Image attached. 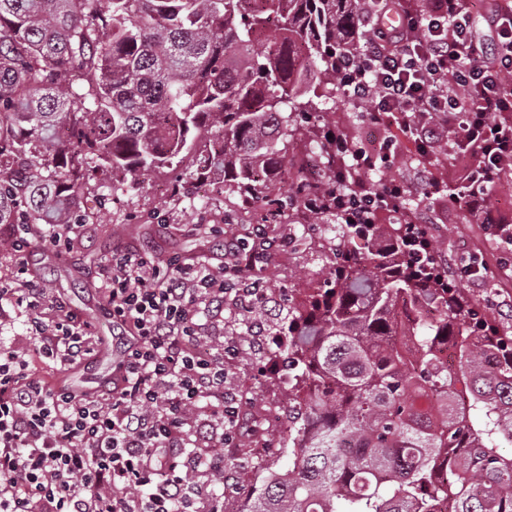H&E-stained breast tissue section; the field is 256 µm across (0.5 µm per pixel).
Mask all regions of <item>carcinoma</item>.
Instances as JSON below:
<instances>
[{
    "label": "carcinoma",
    "mask_w": 512,
    "mask_h": 512,
    "mask_svg": "<svg viewBox=\"0 0 512 512\" xmlns=\"http://www.w3.org/2000/svg\"><path fill=\"white\" fill-rule=\"evenodd\" d=\"M357 20V0H0V224L81 223L90 169L182 166L273 206L298 145L323 175L299 182L296 219H318L342 188L321 105L366 38ZM338 229L366 246L275 322L290 463L247 512H512V333L439 262L406 257L396 225Z\"/></svg>",
    "instance_id": "carcinoma-1"
}]
</instances>
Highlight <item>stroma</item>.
Here are the masks:
<instances>
[{
	"instance_id": "obj_1",
	"label": "stroma",
	"mask_w": 512,
	"mask_h": 512,
	"mask_svg": "<svg viewBox=\"0 0 512 512\" xmlns=\"http://www.w3.org/2000/svg\"><path fill=\"white\" fill-rule=\"evenodd\" d=\"M325 107L343 115L350 140L379 138V130L367 125L364 108L344 94L327 99ZM174 177L171 171L153 172L116 186L100 173L84 176L91 218L79 241L68 250L39 245L32 249L29 271L49 292L46 313H53L60 302L95 326L97 341L88 360L68 370L69 386L93 394L102 392L112 380V358L101 351L102 345L111 343L112 329L97 286L100 269L113 254L147 250L160 261L175 255L218 270L224 265V237L246 235L260 226L274 246L254 275L284 305L306 282L322 274L332 247L345 243L330 218L297 223L287 203L290 180H278L274 186L284 205L278 223L270 224L261 205H254L249 215H240L234 199L208 181L186 182L182 193H173L169 186ZM443 219L436 236L445 242L444 258L453 259L464 244L487 263L484 281L464 282L465 293L493 311L511 308L512 276L500 274L491 235L468 223L455 208L444 211ZM242 349L232 367L229 387L240 400L243 431L238 442L224 450V512H242L252 496L255 478L267 465L288 466V453L280 439L286 423L270 428L264 422L269 409L283 415L288 412V367L276 348L263 347L257 338L244 340Z\"/></svg>"
}]
</instances>
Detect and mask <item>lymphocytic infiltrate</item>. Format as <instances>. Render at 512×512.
I'll list each match as a JSON object with an SVG mask.
<instances>
[{
	"instance_id": "lymphocytic-infiltrate-1",
	"label": "lymphocytic infiltrate",
	"mask_w": 512,
	"mask_h": 512,
	"mask_svg": "<svg viewBox=\"0 0 512 512\" xmlns=\"http://www.w3.org/2000/svg\"><path fill=\"white\" fill-rule=\"evenodd\" d=\"M395 11L399 24L386 25ZM362 14L372 35L336 70L345 94L391 134L368 150L337 135L336 155L350 157L353 174L342 209L360 224L411 198L407 232L427 236L429 201L442 187L437 168L383 183L372 174L391 165L398 137L423 157L445 145L463 162L452 205L511 257L512 213L489 195L512 161V0H492L483 36L472 28L471 0H364ZM0 235L12 243L13 263L0 298L23 309L35 343L0 348V512H222L223 495L188 474L224 468L223 457L198 451L201 424L218 430L222 444L240 431L226 390L239 344L208 345L205 325L244 313L232 287L266 257L265 235L225 239L217 272L143 252L104 264L98 289L124 353L99 397L34 376L36 357L65 371L90 350L89 322L74 311L44 320V290L26 277V246L75 243L76 225L8 224Z\"/></svg>"
}]
</instances>
